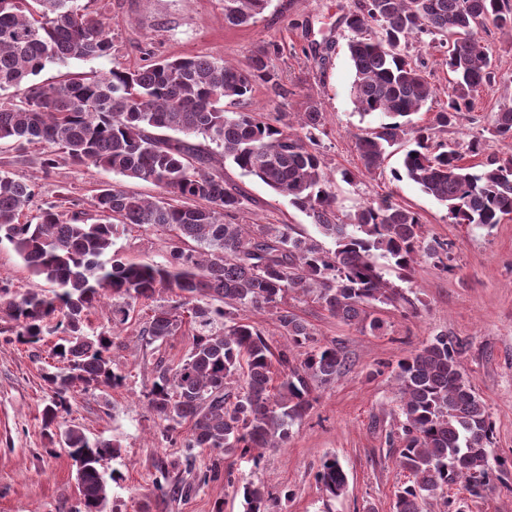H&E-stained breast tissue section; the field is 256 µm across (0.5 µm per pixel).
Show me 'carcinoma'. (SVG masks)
<instances>
[{"label": "carcinoma", "instance_id": "cac0c4a2", "mask_svg": "<svg viewBox=\"0 0 512 512\" xmlns=\"http://www.w3.org/2000/svg\"><path fill=\"white\" fill-rule=\"evenodd\" d=\"M269 2L224 0V23L247 25ZM345 23L353 33V103L365 116L390 118L357 137L364 169H380L387 149L407 138L414 147L392 178H407L445 204L451 223L490 226L512 215V157L466 165L465 156L483 154L480 141L463 152L432 142L435 128L472 111L476 95L494 81L492 55L478 29L490 23L511 36L512 0H356ZM433 33L452 40L446 60L452 78L433 123L419 125L412 116L436 88L424 62L405 48L409 38ZM273 51L278 48L256 50L246 72L221 58L194 55L69 76L56 85L30 84L48 63L111 55L112 42L100 18L77 0H0V87L22 88L17 101L0 104V143L49 146L42 160L47 172L65 158L164 191L146 199L105 184L91 203L94 222L65 195L63 203H47L34 221L23 222L38 184L0 171V244L50 284L20 292L0 282V313L13 322L1 333L22 344L57 334L51 355L64 367L44 376L50 391L42 408L45 428L58 424L73 394L118 387L126 379L113 368L112 333L91 328V313L110 297L114 330L148 310L139 330L147 346L159 347L185 328L194 336L181 362L158 365L145 394L163 432L186 427L183 447L216 452L215 470L235 453L257 465L309 410L313 386L347 370L343 350L316 344L305 321L284 307L288 293H312L330 316L374 333L382 328L377 304L411 303L383 278L377 258L401 273L423 257L450 270L448 248L423 243L419 215L387 196L339 217L318 149L323 113L317 107L294 122L284 112L246 108L253 84L274 79ZM226 101L240 109H225ZM489 132L512 139V109L495 113ZM227 161L309 214L334 248L292 224L233 223L248 198L216 171ZM128 226L169 231L165 261H128L112 252L119 229ZM247 307L274 316L288 345L273 347L240 318ZM464 349L463 341L440 333L398 363L395 438L398 465L411 480L397 489L394 512H422L427 498L457 485L473 498L493 489L488 448L494 427L463 372ZM293 350L300 351L297 364L289 357ZM58 444L76 466L77 512H105L109 482L118 476L107 477L100 467L121 445L92 441L76 425L60 431ZM317 480L333 497L348 487L334 456L325 458ZM242 493L246 512H273L264 484L248 481Z\"/></svg>", "mask_w": 512, "mask_h": 512}]
</instances>
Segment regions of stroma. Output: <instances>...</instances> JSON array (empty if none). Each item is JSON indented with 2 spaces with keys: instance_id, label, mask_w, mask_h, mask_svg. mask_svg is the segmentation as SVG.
Masks as SVG:
<instances>
[{
  "instance_id": "1",
  "label": "stroma",
  "mask_w": 512,
  "mask_h": 512,
  "mask_svg": "<svg viewBox=\"0 0 512 512\" xmlns=\"http://www.w3.org/2000/svg\"><path fill=\"white\" fill-rule=\"evenodd\" d=\"M354 0H271L256 22L244 27L224 23V0H94L112 40L110 56L71 59L49 64L35 77L51 84L67 74L133 68L146 53L166 57L212 55L247 69L253 51L275 44L269 58L275 82H256L250 100L254 109L297 113L318 106L324 115L319 135L326 172L334 175L335 206L339 215L386 195L417 212L425 242L448 243L450 271L421 259L410 272L398 275L387 260L379 265L385 279L408 297V304L379 305L382 330L363 332L329 316L314 298L286 296L290 309L307 322L316 340L336 344L349 360V369L336 381L315 386V401L290 430L282 447L267 450L260 466L234 456L225 457L218 474H211L213 454L196 450L186 460L179 443L162 435V426L149 410L145 393L158 363H179L193 337L182 332L161 348L142 345L136 318L114 337L110 355L126 379L117 388L104 387L92 395H75L68 422L90 438L118 440L119 457L106 460L115 473L106 512H245L243 482H263L277 498L276 512H393L395 491L408 477L397 463L398 447L389 440L397 430L394 373L399 359L439 333L466 342L462 356L465 374L486 404L494 425L490 456L505 459L496 470L494 489L484 498L468 497L462 488L448 492L465 500L466 512H512V215L493 226L454 224L447 208L410 180H393L408 140L392 149L382 169L368 174L356 150L357 134L378 126L382 115H361L350 95L354 73L347 44L351 32L345 17ZM495 62L496 81L484 88L474 109L453 127L436 132L437 143L464 144L479 139L489 156H512V139L491 138L494 112L512 109V36L495 28L483 32ZM407 51L423 59L436 99L420 113L430 121L448 93V45L441 35L410 40ZM47 148L32 145L19 150L0 144V171L35 180L38 203L60 196L89 208L104 184H115L146 198L161 196L159 187L63 161L50 172L40 166ZM354 175L340 180L341 171ZM221 173L226 183L239 186L250 204L243 224H292L315 234L311 218L287 198L258 179L246 176L232 163ZM169 235L147 227H132L116 240L126 259L163 262ZM49 342L21 344L0 335V512H73L77 502L75 468L67 452L52 443L42 425L47 390L42 372L52 362ZM336 456L348 477V488L336 499L320 490L315 474L325 456ZM173 479L187 471L207 474L206 483L192 484L187 493L160 495L155 481L161 469Z\"/></svg>"
}]
</instances>
